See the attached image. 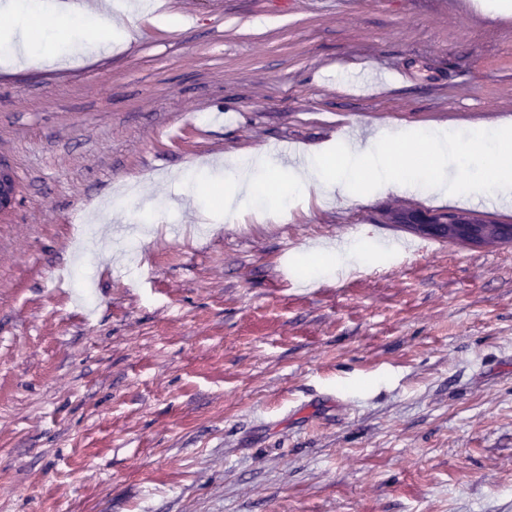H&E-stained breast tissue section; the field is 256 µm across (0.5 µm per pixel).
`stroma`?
<instances>
[{
	"mask_svg": "<svg viewBox=\"0 0 512 512\" xmlns=\"http://www.w3.org/2000/svg\"><path fill=\"white\" fill-rule=\"evenodd\" d=\"M479 4L162 0L101 15L80 62L0 59V512H512V242L360 234L473 198L215 218L187 184L512 122V14ZM367 66L409 79L366 91ZM16 197V177L12 169L0 160V215L11 209Z\"/></svg>",
	"mask_w": 512,
	"mask_h": 512,
	"instance_id": "stroma-1",
	"label": "stroma"
}]
</instances>
